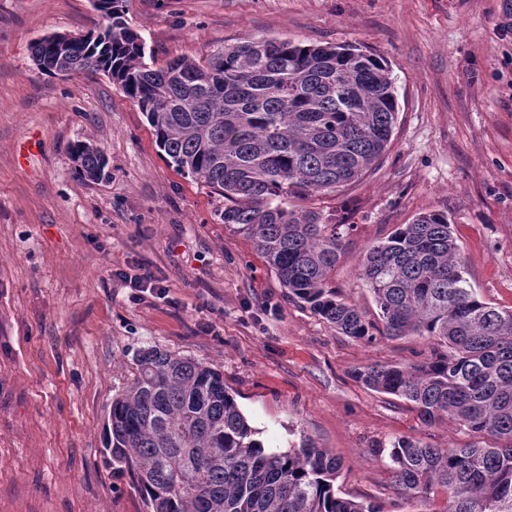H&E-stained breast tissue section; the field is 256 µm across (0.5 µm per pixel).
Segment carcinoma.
I'll list each match as a JSON object with an SVG mask.
<instances>
[{"label":"carcinoma","mask_w":512,"mask_h":512,"mask_svg":"<svg viewBox=\"0 0 512 512\" xmlns=\"http://www.w3.org/2000/svg\"><path fill=\"white\" fill-rule=\"evenodd\" d=\"M124 2L95 0L106 25L65 48L58 33L35 40L36 68L107 74L144 112L176 170L224 196L222 220L243 225L288 300L346 336L372 339L375 324L329 287L341 225L288 198L351 185L377 163L398 108L389 66L351 45L262 40L154 69ZM71 152L81 176L106 175L93 144ZM360 276L385 335L427 337L444 351L422 364L370 366L355 379L410 402L425 422L446 417L495 440L431 448L398 438L388 451L397 486L424 498L444 489L443 512H512V310L479 297L443 211L372 246ZM134 364L133 380L112 398L105 462L131 475L149 512H382L336 493L342 463L328 450L266 451L220 370L157 348L139 351Z\"/></svg>","instance_id":"carcinoma-1"}]
</instances>
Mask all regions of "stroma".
<instances>
[{
	"instance_id": "35a3bbf8",
	"label": "stroma",
	"mask_w": 512,
	"mask_h": 512,
	"mask_svg": "<svg viewBox=\"0 0 512 512\" xmlns=\"http://www.w3.org/2000/svg\"><path fill=\"white\" fill-rule=\"evenodd\" d=\"M146 61L200 59L260 40L352 44L382 57L398 112L375 168L292 199L344 223L329 283L377 320L359 277L368 250L444 211L478 295L512 309V0H127ZM92 0H0V512H147L103 433L113 396L156 347L213 365L265 448L309 442L342 461L344 497L383 512H443L446 495L395 487L399 437L468 443L442 419L354 377L426 361L420 336L356 340L289 301L223 196L168 163L138 105L101 73L48 76L30 46L104 26ZM79 141L108 159L81 177ZM151 272L154 292L129 288Z\"/></svg>"
}]
</instances>
